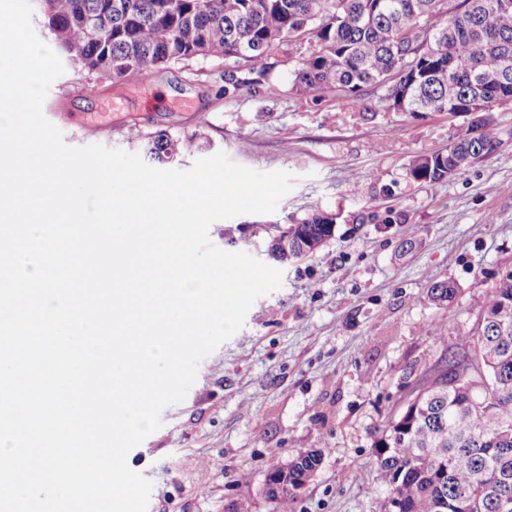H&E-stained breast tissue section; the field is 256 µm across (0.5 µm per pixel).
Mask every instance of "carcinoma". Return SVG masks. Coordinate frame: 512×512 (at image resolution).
<instances>
[{"label": "carcinoma", "mask_w": 512, "mask_h": 512, "mask_svg": "<svg viewBox=\"0 0 512 512\" xmlns=\"http://www.w3.org/2000/svg\"><path fill=\"white\" fill-rule=\"evenodd\" d=\"M45 27L76 64L102 81L153 73L174 64L222 58L257 73L256 81L224 75V92H260L276 45L308 43L288 61L290 90L303 98L334 89L369 112L421 119L432 112L471 116V133L415 157L409 175L431 186L491 154L486 127L493 108L512 101V0H40ZM193 138L160 131L149 153L173 161ZM336 215L315 212L269 237L267 254L283 260L290 244L320 249ZM450 282L428 289L449 303ZM374 453L388 494L380 512H501L512 503V273L483 306L460 351L444 353L397 416L375 430ZM309 449L288 470L267 473L272 512H290V491L322 464Z\"/></svg>", "instance_id": "carcinoma-1"}]
</instances>
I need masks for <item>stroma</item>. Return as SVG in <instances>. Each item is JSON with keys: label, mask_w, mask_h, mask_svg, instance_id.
<instances>
[{"label": "stroma", "mask_w": 512, "mask_h": 512, "mask_svg": "<svg viewBox=\"0 0 512 512\" xmlns=\"http://www.w3.org/2000/svg\"><path fill=\"white\" fill-rule=\"evenodd\" d=\"M288 52L269 54L277 91L268 95H225L221 59L163 67L144 86L135 75L101 81L66 58L43 103L74 147L144 156L148 134L165 131L196 138L175 168L221 151L296 175L274 212L211 226L223 250L264 261L269 236L316 211L337 216L322 248L277 262L281 288L255 301L244 326L201 361L185 400L128 453L152 483L147 512H228L240 500L270 512L267 471L309 448L323 450V465L292 512H378L386 487L375 429L473 333L487 295L512 271V102L492 114L495 151L431 186L409 178V162L465 136L468 116L355 112L332 90L298 98ZM107 98L112 124L84 134L83 113ZM441 280L457 288L446 307L426 296Z\"/></svg>", "instance_id": "stroma-1"}]
</instances>
